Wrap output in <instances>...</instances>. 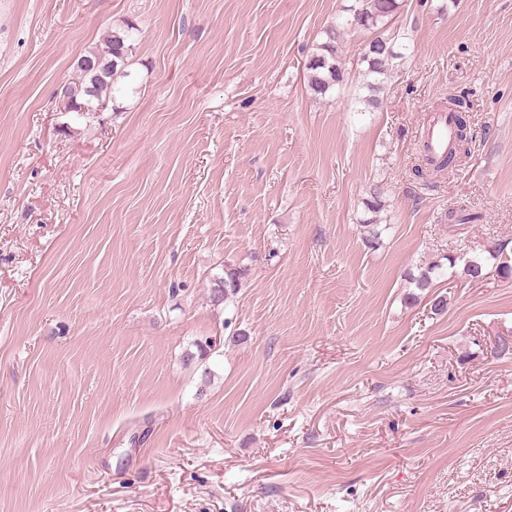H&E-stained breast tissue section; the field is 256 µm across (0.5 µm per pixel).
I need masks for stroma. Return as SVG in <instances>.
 <instances>
[{"mask_svg":"<svg viewBox=\"0 0 512 512\" xmlns=\"http://www.w3.org/2000/svg\"><path fill=\"white\" fill-rule=\"evenodd\" d=\"M353 3L0 0V512H512V0H399L368 110L364 31L306 81ZM131 24L115 111H62ZM457 91L469 154L419 178ZM352 26L349 19L336 21L323 31L322 41L314 45L305 64L308 87L314 96L323 97L343 85L346 68L342 62L341 41L345 30ZM242 272L237 269L224 271V277L215 279L211 289L212 301L216 304L223 303L228 294H233L241 283Z\"/></svg>","mask_w":512,"mask_h":512,"instance_id":"obj_1","label":"stroma"}]
</instances>
